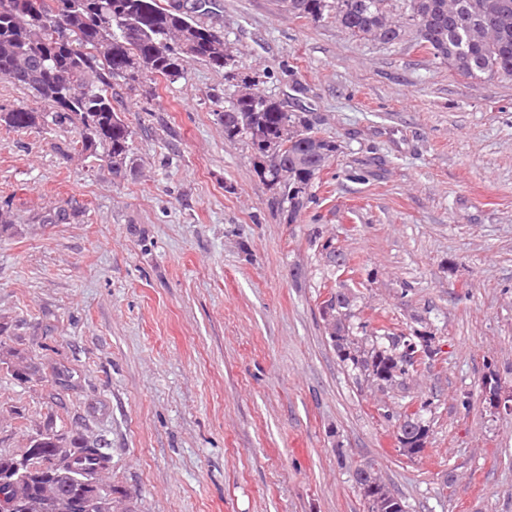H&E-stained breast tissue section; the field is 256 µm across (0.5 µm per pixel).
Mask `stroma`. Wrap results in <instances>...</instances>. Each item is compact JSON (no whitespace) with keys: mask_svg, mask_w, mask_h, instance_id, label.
<instances>
[{"mask_svg":"<svg viewBox=\"0 0 512 512\" xmlns=\"http://www.w3.org/2000/svg\"><path fill=\"white\" fill-rule=\"evenodd\" d=\"M202 21L336 157L288 219L200 60L113 85L134 132L118 174L76 131L0 123V352L32 374L0 364V454L49 427L102 441L133 512H367L363 466L405 512H512V414L480 397L490 372L512 392V80L277 0H215ZM342 285L371 327L434 334L405 389L339 362L321 307ZM407 405L430 426L412 458L384 416Z\"/></svg>","mask_w":512,"mask_h":512,"instance_id":"35a3bbf8","label":"stroma"}]
</instances>
